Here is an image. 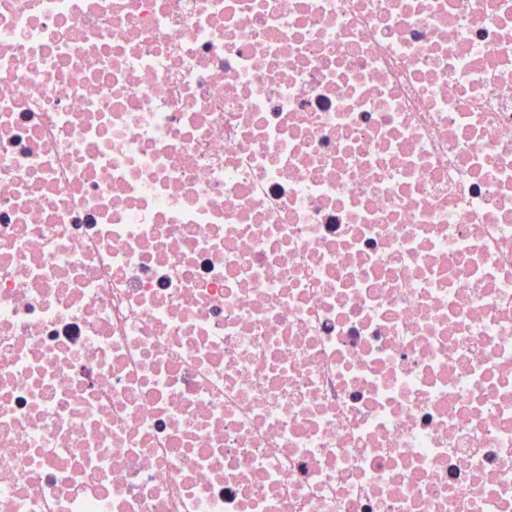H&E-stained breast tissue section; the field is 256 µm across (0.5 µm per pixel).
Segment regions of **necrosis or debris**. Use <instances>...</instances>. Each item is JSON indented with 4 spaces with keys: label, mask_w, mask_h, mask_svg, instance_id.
<instances>
[{
    "label": "necrosis or debris",
    "mask_w": 512,
    "mask_h": 512,
    "mask_svg": "<svg viewBox=\"0 0 512 512\" xmlns=\"http://www.w3.org/2000/svg\"><path fill=\"white\" fill-rule=\"evenodd\" d=\"M0 512H512V0H0Z\"/></svg>",
    "instance_id": "obj_1"
}]
</instances>
